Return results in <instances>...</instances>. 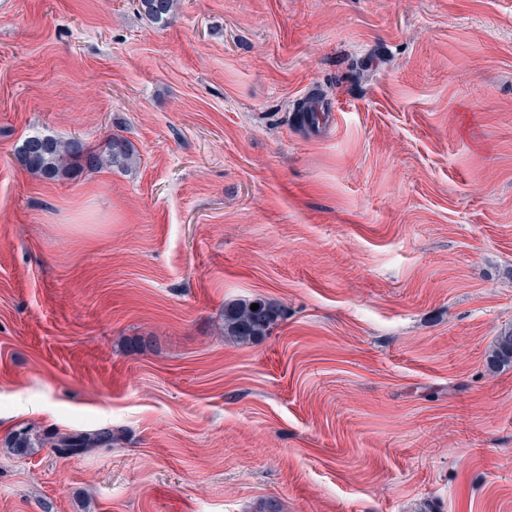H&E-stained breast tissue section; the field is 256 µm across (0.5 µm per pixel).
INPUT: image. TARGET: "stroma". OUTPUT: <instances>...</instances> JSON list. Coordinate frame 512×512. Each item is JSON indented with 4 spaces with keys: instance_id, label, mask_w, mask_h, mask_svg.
<instances>
[{
    "instance_id": "obj_1",
    "label": "stroma",
    "mask_w": 512,
    "mask_h": 512,
    "mask_svg": "<svg viewBox=\"0 0 512 512\" xmlns=\"http://www.w3.org/2000/svg\"><path fill=\"white\" fill-rule=\"evenodd\" d=\"M508 327L512 0H0V512H512ZM144 15L156 23H168L178 8V0H139ZM34 143L43 145V149L31 150ZM19 157L29 171L48 180L72 169L93 172L110 167H129L135 162L134 151L123 137L111 136L105 150H100L77 137L61 140L39 132L25 138ZM252 304L258 305L256 311ZM280 317V310L262 298L236 302L224 307V336L249 343L270 335ZM118 443V436L110 428H101L80 433L62 434L32 439L28 434L19 433L14 438L13 448L18 454H29L35 447L50 446L64 457L84 455L95 448L112 447Z\"/></svg>"
}]
</instances>
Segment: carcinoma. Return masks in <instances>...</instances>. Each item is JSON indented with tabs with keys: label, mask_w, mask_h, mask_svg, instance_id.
Returning a JSON list of instances; mask_svg holds the SVG:
<instances>
[{
	"label": "carcinoma",
	"mask_w": 512,
	"mask_h": 512,
	"mask_svg": "<svg viewBox=\"0 0 512 512\" xmlns=\"http://www.w3.org/2000/svg\"><path fill=\"white\" fill-rule=\"evenodd\" d=\"M139 2L144 15L156 23L169 22L178 8V0ZM19 157L29 171L48 180L56 179L73 169L93 172L110 167H129L135 162L134 151L123 137H110L107 147L100 150L77 137L61 140L39 132L25 138ZM253 304L258 305L255 311L251 310ZM280 317V310L262 298L236 302L224 308V335L239 343H249L270 335ZM494 357L502 361L512 359V328L497 336ZM116 443L118 436L115 432L110 428H101L38 439L20 433L14 438L13 449L24 455L36 447L48 446L61 456L72 457Z\"/></svg>",
	"instance_id": "cac0c4a2"
}]
</instances>
